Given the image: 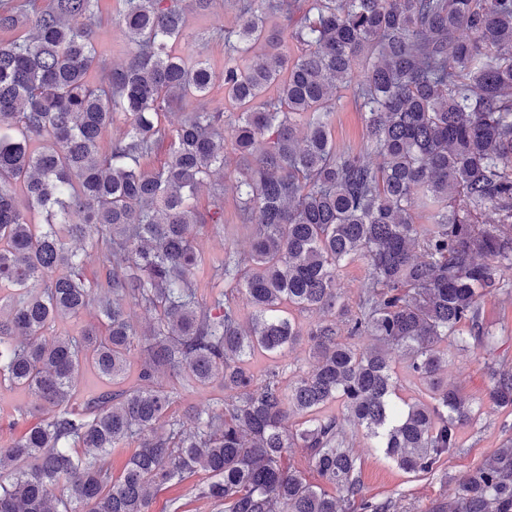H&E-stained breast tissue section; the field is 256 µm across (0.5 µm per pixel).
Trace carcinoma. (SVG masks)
<instances>
[{
  "instance_id": "cac0c4a2",
  "label": "carcinoma",
  "mask_w": 512,
  "mask_h": 512,
  "mask_svg": "<svg viewBox=\"0 0 512 512\" xmlns=\"http://www.w3.org/2000/svg\"><path fill=\"white\" fill-rule=\"evenodd\" d=\"M94 2L0 5V31L19 33L0 42V387L51 409L0 444V512H151L164 486L199 472L196 495L218 512H351L358 499L362 512H391L361 499L354 433L399 469L432 472L477 416L441 378L448 348L472 340L493 353L482 302L509 293L512 0H236V27L217 28L228 112L201 102L213 73L187 33L188 13L216 0H117L129 52L112 67L86 23ZM289 40L304 51L289 57ZM350 86L377 166L333 141L329 116ZM170 112L184 117L169 159L146 169ZM229 147L239 163L226 174ZM215 174L236 192L253 248H225L223 288L202 302L190 230H224L222 200L194 205ZM414 207L432 213L429 228L412 223ZM86 241L103 282L71 247ZM357 258L369 275L353 310L336 289ZM129 304L155 322L135 326ZM289 306L320 319L304 332ZM89 307L101 327L48 335ZM361 336L373 343L352 342ZM303 339L313 362L292 385L277 367L253 371L255 356ZM400 353L430 401L394 402ZM83 362L103 385L77 404ZM488 372L490 400L512 407V369L492 361ZM164 375L218 382L224 396L183 418ZM337 401L345 413L322 414ZM292 412L306 420L287 428ZM133 439L116 476L111 449ZM293 448L322 483L288 465ZM441 512H512V443L467 471Z\"/></svg>"
}]
</instances>
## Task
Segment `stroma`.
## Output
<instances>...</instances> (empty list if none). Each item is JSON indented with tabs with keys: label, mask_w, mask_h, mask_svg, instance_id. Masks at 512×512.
<instances>
[{
	"label": "stroma",
	"mask_w": 512,
	"mask_h": 512,
	"mask_svg": "<svg viewBox=\"0 0 512 512\" xmlns=\"http://www.w3.org/2000/svg\"><path fill=\"white\" fill-rule=\"evenodd\" d=\"M117 0H98L91 21L95 30V45L108 64L124 61L128 39L117 16ZM238 9L233 0L215 6L213 11L192 13L188 16L190 45L194 54L207 60L214 73L224 69V40L215 34L217 25L233 28ZM329 122L337 147L351 148L369 163L378 157L366 143L365 124L356 109L350 91H341L336 109ZM251 235L239 231L227 237L209 229L197 230L195 244L205 264L196 276L198 296L209 300L217 280L214 261L224 256L225 248L245 252L250 248ZM486 323L497 332L499 341L495 356L512 366V296H492L483 302ZM486 355L477 346L468 350H449L448 367L444 373L449 383L460 386L476 401L478 419L458 431L460 447L452 455L442 457L435 470L428 474H407L384 459L370 440L356 436L353 450L361 463L362 495L373 502L395 503L398 512H434L439 503L453 498L458 481L468 470L489 459L503 441L512 438V410L498 408L489 399L492 383L484 370Z\"/></svg>",
	"instance_id": "35a3bbf8"
}]
</instances>
